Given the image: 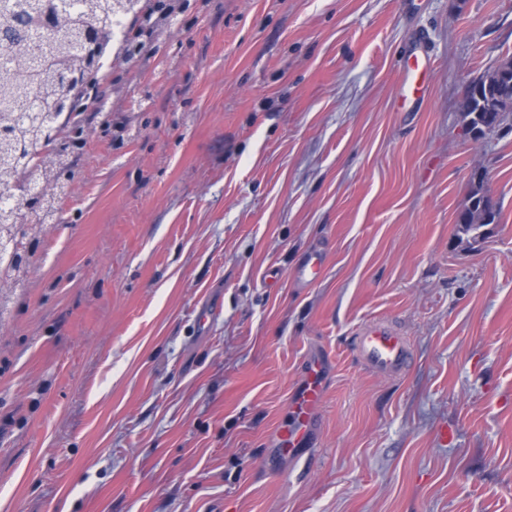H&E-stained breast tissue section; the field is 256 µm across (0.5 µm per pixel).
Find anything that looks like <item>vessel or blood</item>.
Here are the masks:
<instances>
[{
    "instance_id": "vessel-or-blood-1",
    "label": "vessel or blood",
    "mask_w": 512,
    "mask_h": 512,
    "mask_svg": "<svg viewBox=\"0 0 512 512\" xmlns=\"http://www.w3.org/2000/svg\"><path fill=\"white\" fill-rule=\"evenodd\" d=\"M354 348L371 370L386 375L401 374L410 362L405 336L383 321L361 326L354 337ZM327 364L320 352L305 359L297 391L290 397L285 421L272 441L277 459H296L315 430L326 395Z\"/></svg>"
}]
</instances>
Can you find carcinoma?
Listing matches in <instances>:
<instances>
[{
	"label": "carcinoma",
	"instance_id": "obj_1",
	"mask_svg": "<svg viewBox=\"0 0 512 512\" xmlns=\"http://www.w3.org/2000/svg\"><path fill=\"white\" fill-rule=\"evenodd\" d=\"M190 6L191 0H180L178 9L166 0H70L63 7L52 0H0V30L14 36L0 76V181L25 198L40 187L49 189L37 205L0 201V306L24 287L42 234L61 220L54 189L68 176L71 148L61 134L74 125L73 101L88 91L79 74L91 66L102 71L106 57L114 65L131 61L145 46L143 36L161 24L173 25ZM123 19L127 31L114 51L112 29ZM488 76L486 71L472 80L464 100L467 126L484 137L507 116L484 111ZM499 218L497 205L478 184L457 215L456 230L475 239Z\"/></svg>",
	"mask_w": 512,
	"mask_h": 512
}]
</instances>
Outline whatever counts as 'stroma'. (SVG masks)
<instances>
[{
  "label": "stroma",
  "instance_id": "1",
  "mask_svg": "<svg viewBox=\"0 0 512 512\" xmlns=\"http://www.w3.org/2000/svg\"><path fill=\"white\" fill-rule=\"evenodd\" d=\"M509 57L512 0H201L107 71L0 314V512H512V115L463 117ZM372 321L402 374L353 353ZM316 350L311 446L273 461ZM490 69L491 67L470 82L463 105L467 126L480 131L483 138L500 128L505 117L510 114L506 112H512V108L503 112H495L503 102H508L512 96L511 59L501 61L495 65L496 78L492 82L493 90L486 99V79L489 76ZM484 102L488 112H484ZM471 135L473 139L480 140L479 133L476 130L471 132ZM478 185L472 188L467 202L460 210L456 219V230L459 235L476 239L480 230L489 224L499 222L500 212L492 199L482 190L481 175H477ZM354 348L371 370L399 375L410 362V348L405 336L383 321L361 326L354 337Z\"/></svg>",
  "mask_w": 512,
  "mask_h": 512
}]
</instances>
